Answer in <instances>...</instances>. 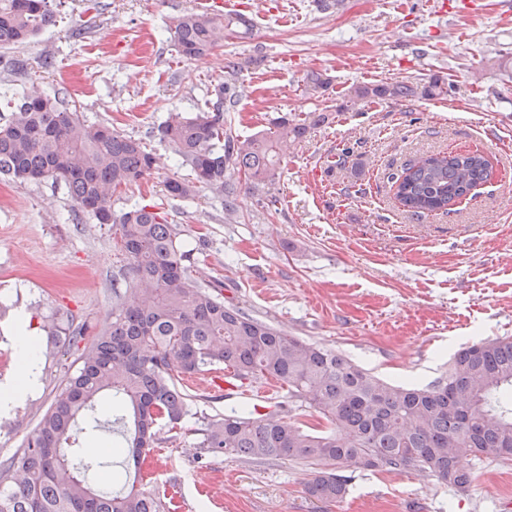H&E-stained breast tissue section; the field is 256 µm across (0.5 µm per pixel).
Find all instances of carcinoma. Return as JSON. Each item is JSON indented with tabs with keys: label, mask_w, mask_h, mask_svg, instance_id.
I'll return each mask as SVG.
<instances>
[{
	"label": "carcinoma",
	"mask_w": 512,
	"mask_h": 512,
	"mask_svg": "<svg viewBox=\"0 0 512 512\" xmlns=\"http://www.w3.org/2000/svg\"><path fill=\"white\" fill-rule=\"evenodd\" d=\"M54 0H0V49L23 44L53 22ZM248 27L239 14L187 12L173 28L177 53L187 60L207 54ZM445 82L390 81L354 84L350 100H433ZM237 94L226 83L213 89L206 109L192 117L169 113L158 126L193 179L171 178L167 193L187 198L198 184L224 195L231 213L236 181L253 188L273 181L284 142L303 138L309 122L273 121L271 136L241 139L224 129V112ZM10 119L0 125V174L67 189L77 211L115 229L116 247L129 261L135 286L112 307L110 327L84 349L82 366L55 395L27 439L18 461L0 478V512H168L167 493L138 488L114 492L93 477L102 462L83 454L79 434L101 432L98 406L112 395L115 453L127 452L140 471L146 449L159 444L157 428L187 415L188 395L176 386L216 365L239 379L273 378L288 385V399L329 424L316 430L236 410L208 422L199 448L213 457L296 460L311 466L308 495L337 501L348 493L340 470L415 468L456 491L470 485L467 457L512 458V337L467 345L448 372L425 389L394 385L345 356L309 343L224 303L191 276L175 225L153 205L120 214L115 191L151 174L156 160L142 142L109 126L82 121L61 92L35 87L11 95ZM490 160L478 152L424 154L390 176L395 198L411 216L452 213L488 181Z\"/></svg>",
	"instance_id": "1"
}]
</instances>
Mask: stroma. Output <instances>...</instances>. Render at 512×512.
<instances>
[{
    "label": "stroma",
    "mask_w": 512,
    "mask_h": 512,
    "mask_svg": "<svg viewBox=\"0 0 512 512\" xmlns=\"http://www.w3.org/2000/svg\"><path fill=\"white\" fill-rule=\"evenodd\" d=\"M54 24L29 43L0 49L5 88L67 89L87 123L139 139L157 159L152 174L119 188L112 208L151 204L175 224L191 275L225 301L394 383L425 387L462 346L512 336V0H236L251 32L194 61L171 40L176 18L226 0H56ZM52 68H44L45 58ZM24 61L21 71L11 60ZM317 71L331 83L308 92ZM442 77L437 99L351 103V85ZM235 84L224 119L233 134L266 133L272 119L328 113V122L281 153L275 180L239 185L233 213L206 186L171 198L165 182L186 178L157 135L169 112L195 115L214 87ZM349 148L346 168L330 167ZM480 151L493 176L456 212L412 219L390 176L427 152ZM358 178H351V168ZM131 283L109 227L78 213L64 186L0 177V380L17 367L13 341L29 318L38 342L40 387L0 414V463L19 458L84 344L49 335L72 318L106 328ZM204 373L189 387L188 413L163 427L162 451L145 489L174 487L185 512H499L512 500V459H464L459 492L413 470L353 473L346 497L324 502L304 483L309 466L202 454L204 419L231 409Z\"/></svg>",
    "instance_id": "obj_1"
}]
</instances>
